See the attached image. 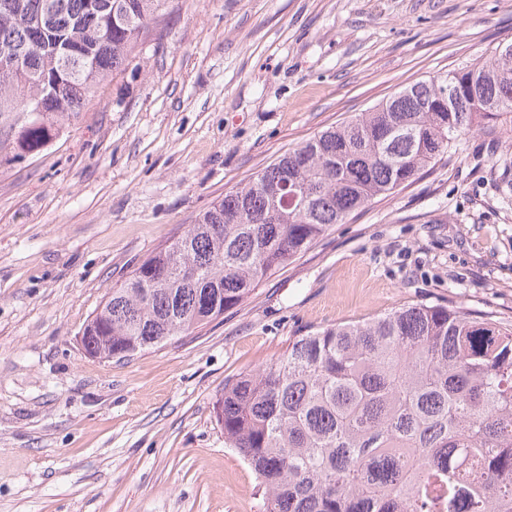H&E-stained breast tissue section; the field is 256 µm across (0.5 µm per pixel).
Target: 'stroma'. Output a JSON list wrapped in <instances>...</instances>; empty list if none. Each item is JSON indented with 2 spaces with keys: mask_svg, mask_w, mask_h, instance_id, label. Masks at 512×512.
Here are the masks:
<instances>
[{
  "mask_svg": "<svg viewBox=\"0 0 512 512\" xmlns=\"http://www.w3.org/2000/svg\"><path fill=\"white\" fill-rule=\"evenodd\" d=\"M40 150L0 117V512H265L226 380L419 303L512 323V113L330 227L198 333L84 355L108 289L318 132L512 44V0H169Z\"/></svg>",
  "mask_w": 512,
  "mask_h": 512,
  "instance_id": "stroma-1",
  "label": "stroma"
}]
</instances>
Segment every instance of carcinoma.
Instances as JSON below:
<instances>
[{
    "mask_svg": "<svg viewBox=\"0 0 512 512\" xmlns=\"http://www.w3.org/2000/svg\"><path fill=\"white\" fill-rule=\"evenodd\" d=\"M45 2L0 0V52L20 61L0 63V113L14 100L46 105L20 127L21 152L124 70L142 34L163 28L169 0H112L110 12L99 10L106 0H52L47 20ZM504 112L512 54L501 47L315 135L109 289L83 347L121 359L192 334ZM217 416L258 475L266 512H512V325L463 306L416 304L297 336L276 361L224 383Z\"/></svg>",
    "mask_w": 512,
    "mask_h": 512,
    "instance_id": "obj_1",
    "label": "carcinoma"
}]
</instances>
